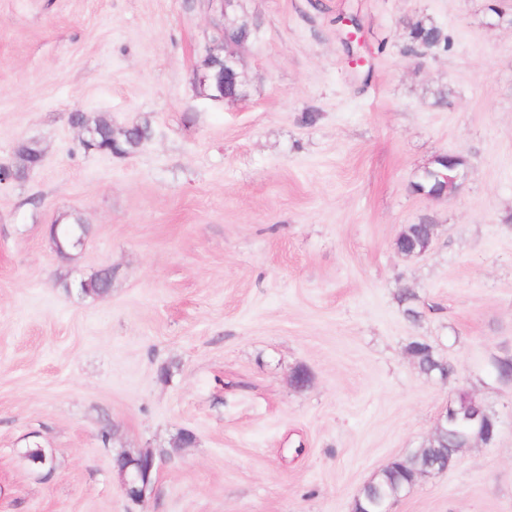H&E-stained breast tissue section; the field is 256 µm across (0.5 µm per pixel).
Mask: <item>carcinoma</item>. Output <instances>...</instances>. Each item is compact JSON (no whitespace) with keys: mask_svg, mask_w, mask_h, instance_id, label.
I'll list each match as a JSON object with an SVG mask.
<instances>
[{"mask_svg":"<svg viewBox=\"0 0 512 512\" xmlns=\"http://www.w3.org/2000/svg\"><path fill=\"white\" fill-rule=\"evenodd\" d=\"M449 47L448 36L443 29L434 24L416 22L409 25V44L406 50L414 53L422 48L427 51H437ZM83 125L93 129L95 145L103 154L129 155L135 152L153 133L149 121L131 126L115 133L112 122L102 115L91 116L80 113ZM42 151L35 146H25L19 152L20 164L18 175L39 166ZM463 161L458 157L443 154L435 158L433 165L427 168L414 189L422 195H440L446 185L445 177L452 170L460 169ZM433 231L431 224H409L399 234L396 240L397 250L407 256L417 254L425 244L428 235ZM88 226L77 218L68 224H54L50 227V239L57 252L65 255L66 248H79L83 245ZM112 288V270L103 269L87 279H82L77 285L79 294L95 298L106 294ZM416 295L408 288L398 296V301L404 305L403 312L410 320H417L420 312L414 306ZM410 351L415 357L421 373L430 376L437 374L447 379L451 368L437 359L433 347L424 341H414ZM477 402L465 391H459L456 399L448 406V421L443 428L436 431L425 445L409 452L407 455L390 460L364 486L360 497L354 504V512H382L393 499L402 497L416 481L427 474L439 473L451 466L459 438L472 433L469 416Z\"/></svg>","mask_w":512,"mask_h":512,"instance_id":"obj_1","label":"carcinoma"}]
</instances>
